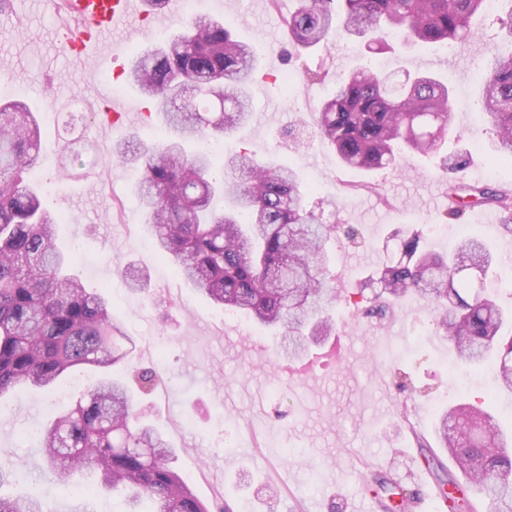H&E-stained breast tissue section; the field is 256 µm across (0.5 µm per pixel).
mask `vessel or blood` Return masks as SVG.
Segmentation results:
<instances>
[{
  "label": "vessel or blood",
  "mask_w": 512,
  "mask_h": 512,
  "mask_svg": "<svg viewBox=\"0 0 512 512\" xmlns=\"http://www.w3.org/2000/svg\"><path fill=\"white\" fill-rule=\"evenodd\" d=\"M146 0H69L75 23L55 32V46L71 62H85L106 47L107 35L123 30L140 15Z\"/></svg>",
  "instance_id": "obj_1"
}]
</instances>
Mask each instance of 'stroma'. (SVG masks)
Listing matches in <instances>:
<instances>
[{
	"instance_id": "35a3bbf8",
	"label": "stroma",
	"mask_w": 512,
	"mask_h": 512,
	"mask_svg": "<svg viewBox=\"0 0 512 512\" xmlns=\"http://www.w3.org/2000/svg\"><path fill=\"white\" fill-rule=\"evenodd\" d=\"M296 4L222 0L212 9L214 18L253 46L259 71L250 87L251 120L204 147L218 168L244 149L294 168L308 207L336 204L341 229L328 242L326 261L343 291L331 308L335 331L298 364L288 362L267 329L215 307L173 276L150 243L136 195L139 169L101 154L124 141L152 144L163 125L154 115L112 131L101 128L96 113L110 91L100 75L127 71L138 52L156 45L157 32H178L189 11L170 0L149 18L133 19L122 34L124 53L105 63L91 59L84 70L55 48L63 8L49 0H11L0 12V101L23 100L38 118L42 202L66 218L57 244L71 253V270L87 288H110L112 312L135 341L128 363L161 367L162 387L139 402L178 446V470L212 512L227 505L234 512H355L362 485L379 475L407 496L419 493L428 472L414 433L432 436L438 414L483 395L489 376L457 363L418 296H407L380 319L357 310L345 291L386 259L385 241L397 228L421 229L427 248L445 253L459 241L458 227L466 226L500 258L499 277L512 274V237L469 213L457 221L441 218L449 178L512 186V166L498 160L494 132L478 111L485 62L506 40L498 12L476 16L478 36L463 45L396 41L374 55L360 38L346 36L296 52L288 38ZM422 59L451 91L452 121L441 153L471 150L467 167L448 176L439 169L441 154L414 155L396 169L342 167L316 131V112L333 95L337 78L369 67L397 83L419 73ZM284 72L296 79L286 96L272 81ZM49 89L84 105L78 160H70L68 136L43 102ZM441 222L447 234L432 232ZM348 227L356 239L346 237ZM129 266L146 277V293L126 287L121 273ZM87 377L76 372L61 389L10 396L8 412L0 415V465L18 475L17 491L45 487L47 512H125L123 500L93 478L77 490L44 486L40 442L26 436L83 390Z\"/></svg>"
}]
</instances>
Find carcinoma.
<instances>
[{"label": "carcinoma", "instance_id": "carcinoma-1", "mask_svg": "<svg viewBox=\"0 0 512 512\" xmlns=\"http://www.w3.org/2000/svg\"><path fill=\"white\" fill-rule=\"evenodd\" d=\"M485 0H298L288 19L289 42L307 50L327 40L341 19L346 34L366 39L368 51L390 49L388 38L453 44L474 36L471 19ZM507 46L494 50L481 82L479 109L493 127L495 152L512 160V9L501 19ZM248 43L224 23L195 15L181 32L137 60L128 75L158 101L165 135L132 151L142 172L140 206L160 258L209 302L242 312L288 340L300 356L308 340L332 331L328 308L336 278L324 254L337 225L307 209L296 172L240 152L211 176L209 153H188L187 142L220 139L247 123V84L256 68ZM448 84L418 74L399 86L368 68L336 82L317 112L320 137L348 168L398 167L411 154L429 155L450 123ZM41 150V131L24 102L0 105V397L19 388L49 390L77 366L97 380L42 435L49 482L71 485L89 469L101 487L120 494L125 512H209L172 464V442L136 406L140 392L162 383L159 371L128 366L118 371L133 340L112 315L109 291L89 290L69 271L56 244L60 216L42 207L40 187L29 180ZM461 207L492 205L512 235V190L458 184ZM222 200L227 206L214 208ZM393 258L349 292L369 303L368 314L408 293L423 297L434 324L458 358L489 368L494 396L512 401V313L484 292L495 263L486 242L462 238L448 254L421 246L416 232L397 229ZM373 296L364 297L366 289ZM416 445L431 456L440 495L459 507V484L427 438ZM435 438L459 472L478 489L466 499L473 512L488 501L491 512H512V436L481 405L460 403L438 416ZM0 512H45L44 493H0Z\"/></svg>", "mask_w": 512, "mask_h": 512}]
</instances>
